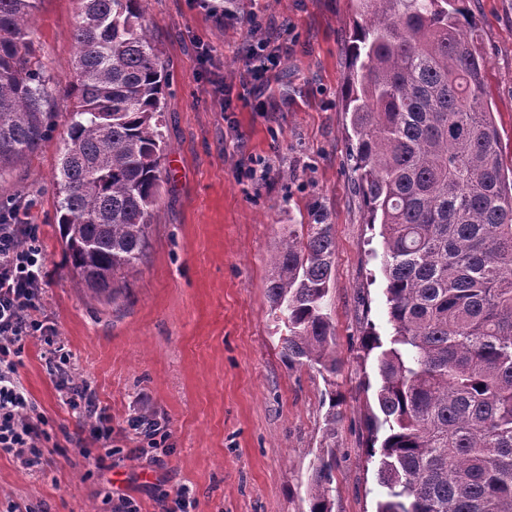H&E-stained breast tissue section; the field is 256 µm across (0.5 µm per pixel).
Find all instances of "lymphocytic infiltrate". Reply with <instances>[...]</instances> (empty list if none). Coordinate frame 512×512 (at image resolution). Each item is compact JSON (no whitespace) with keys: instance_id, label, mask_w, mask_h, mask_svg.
<instances>
[{"instance_id":"1","label":"lymphocytic infiltrate","mask_w":512,"mask_h":512,"mask_svg":"<svg viewBox=\"0 0 512 512\" xmlns=\"http://www.w3.org/2000/svg\"><path fill=\"white\" fill-rule=\"evenodd\" d=\"M38 233L34 224L0 223V455L33 472L44 470L43 445L50 439L46 419L18 377L26 345L37 340L45 347L46 371L75 412L80 431L102 447L94 467L104 471L114 454L112 417L90 385L74 384L72 354L40 316L46 256Z\"/></svg>"}]
</instances>
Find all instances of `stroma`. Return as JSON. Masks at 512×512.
Masks as SVG:
<instances>
[{"instance_id":"obj_1","label":"stroma","mask_w":512,"mask_h":512,"mask_svg":"<svg viewBox=\"0 0 512 512\" xmlns=\"http://www.w3.org/2000/svg\"><path fill=\"white\" fill-rule=\"evenodd\" d=\"M467 34L484 53L486 98L512 168V0H467ZM149 36L170 75L163 131L168 152L139 266L117 293L95 292L64 262L54 175L66 136L79 0H42L35 55L52 95L53 130L26 158L0 171V201L19 202L39 227L47 258L41 316L72 353L112 416V443L138 442L130 416L165 420L171 452L155 465L135 455L87 476L72 443L77 422L44 370L40 342L25 348L21 381L48 420L54 443L45 473L0 456V512H105V495L161 512L182 485L196 512H309L306 489L331 464V512H375L378 463L367 456L375 403V356L361 338L387 334L382 240L368 224L348 158L343 93L346 47L359 19L353 0H140ZM239 21H224L225 10ZM261 12L278 36L280 63L261 91L243 85L247 17ZM268 168L262 180L249 167ZM323 210L336 251L325 311L334 327L336 376L288 366L286 330L270 312V261L283 238ZM341 395L332 406V395Z\"/></svg>"}]
</instances>
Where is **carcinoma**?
<instances>
[{
	"instance_id": "1",
	"label": "carcinoma",
	"mask_w": 512,
	"mask_h": 512,
	"mask_svg": "<svg viewBox=\"0 0 512 512\" xmlns=\"http://www.w3.org/2000/svg\"><path fill=\"white\" fill-rule=\"evenodd\" d=\"M40 0H0V169L50 129L33 48ZM140 0H83L56 219L72 272L106 291L145 255L166 151L168 78ZM347 44L349 157L381 227L390 334L377 352L376 512H512V178L484 100V58L465 0H356ZM288 232L267 284L282 356L336 374L325 313L335 256L326 213ZM313 469L309 512H331Z\"/></svg>"
}]
</instances>
